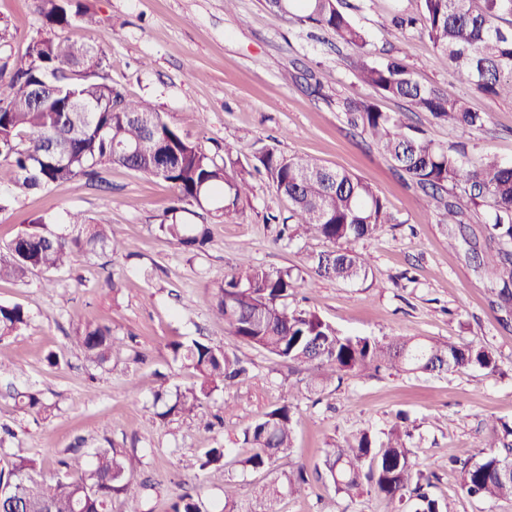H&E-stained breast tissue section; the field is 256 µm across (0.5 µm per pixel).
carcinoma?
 <instances>
[{"instance_id": "cac0c4a2", "label": "carcinoma", "mask_w": 512, "mask_h": 512, "mask_svg": "<svg viewBox=\"0 0 512 512\" xmlns=\"http://www.w3.org/2000/svg\"><path fill=\"white\" fill-rule=\"evenodd\" d=\"M43 19L44 34L30 40L25 53L0 63V211L8 208L3 192L48 187L83 178L103 182L109 165L161 177L176 192V204L166 213L158 232L186 251L197 252L209 242L206 224H193L180 213L211 215L233 221L243 214V201L254 191L252 179L264 175L276 193L288 199L286 229L297 226L331 245L311 257L315 273L340 282L368 277V259L354 245L370 237L381 224L394 222L386 202L369 183L345 170L323 166L299 155H284L274 147L256 151L247 163L231 154L218 160L188 133L168 123L141 100L95 79L79 81L76 71L93 63L107 65L103 53L78 40L62 39L57 31L95 22L84 0H33ZM274 14L300 12L301 21L333 34L352 46L350 65L359 78L381 96L405 103L404 112H383L370 101L337 102L348 123L359 128L421 192L418 203L441 212L455 225L454 236L467 239L472 210L486 207L499 247L471 246V258L498 285L504 303L512 301V165L491 156L464 163L461 152L424 137L408 123L411 112H425L450 127L480 130L487 114L473 110L452 87L419 82L400 59L370 60L367 35L352 21L346 0H265ZM512 15V0H418L417 15H396L393 26H419L437 56L451 63L459 80L490 97L512 99V27L500 21ZM128 243L115 237L110 221L68 213L61 232L47 228L44 218L0 245V279L25 281L35 272L67 265L76 253L94 257L116 253ZM302 287L290 271H270L242 265L214 292L212 309L234 336L289 363L307 374L309 385L367 370L441 374L469 367L494 371L496 361L484 348L452 342H426L408 336H369L341 333L314 311L291 309V291ZM29 323L20 304L0 303V339L19 334ZM85 357L100 366L122 342L107 324H87L74 336ZM173 359L191 370L197 382L175 393L161 413L195 416L213 393L244 380L249 370L235 355L198 340L171 344ZM21 407L49 409L39 394H18ZM293 407L274 406L243 430L252 452L241 460L245 469L271 467L293 448ZM413 431L405 419L384 432L376 444L367 428L360 429L325 451L315 471L334 491L348 498L368 483L377 494L411 512H446L424 490V475L410 446ZM459 471L460 485L470 496L488 501L512 499V424L501 423L498 442L473 460L469 450ZM225 449L211 448L200 459L204 472L224 463ZM140 459L115 446L93 449L88 458L62 460L60 465L82 472L76 480L43 478L38 462L18 457L0 466V512H112V501L123 495L124 512H143L139 500L127 495ZM308 481L306 466L284 472L273 485L254 489L260 512H281L282 495L299 491ZM170 512H206L201 498L178 496Z\"/></svg>"}]
</instances>
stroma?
<instances>
[{"instance_id": "35a3bbf8", "label": "stroma", "mask_w": 512, "mask_h": 512, "mask_svg": "<svg viewBox=\"0 0 512 512\" xmlns=\"http://www.w3.org/2000/svg\"><path fill=\"white\" fill-rule=\"evenodd\" d=\"M349 13L370 41L375 58L394 54L426 84L456 86L474 108L488 113L480 132L411 118L427 137L464 144L468 158L483 155L512 164V100L472 91L436 57L418 33H395V11H416L417 0H348ZM98 26L69 30V37L100 48L107 57L100 81L148 103L189 132L216 157L249 160L261 147L303 154L371 183L395 223L384 224L357 251L370 259L367 278L336 282L314 274L310 256L328 250L323 239L298 232L279 236L270 215L287 217L288 203L267 181L255 182L236 223L208 219L211 240L190 253L156 231L174 192L168 183L113 165L103 183L79 179L19 196L0 212V244L42 216L63 223L67 213L107 214L129 251L76 255L69 266L36 273L26 282L0 281V303L21 304L30 320L20 335L0 341V426L13 438L0 446V465L19 456L42 463L45 477L66 476L61 459L100 446L140 457L132 484L145 512H169L176 495L197 490L208 512L233 499L257 512L258 484L303 463L319 464L326 448L360 428L381 434L399 417L414 429L412 449L429 476L431 496L449 512H512V500L488 502L460 488L451 458L460 449L479 454L495 442L496 426L512 424V324L503 325L487 278L450 249L434 210L420 209L419 192L382 153L351 128L337 99L375 101L387 112L402 102L381 98L350 67L351 47L326 32L276 15L264 0H90ZM42 27L32 0H0V57L24 52ZM265 269H291L306 279L291 306L311 309L347 335H409L491 351L497 369L467 368L446 375L361 372L322 389L267 352L232 336L210 310L213 288L241 258ZM105 323L125 348L97 366L75 346L79 324ZM197 339L235 354L251 369L245 383L215 392L200 418H160L163 396L191 386L192 373L174 361L170 345ZM39 391L51 409H21L17 395ZM236 406L223 426L206 418L224 402ZM295 408L294 447L264 472L243 469L250 449L243 428L274 405ZM224 447V465L199 472L198 459ZM282 512H398V504L364 491L346 498L328 483L310 480L285 495Z\"/></svg>"}]
</instances>
